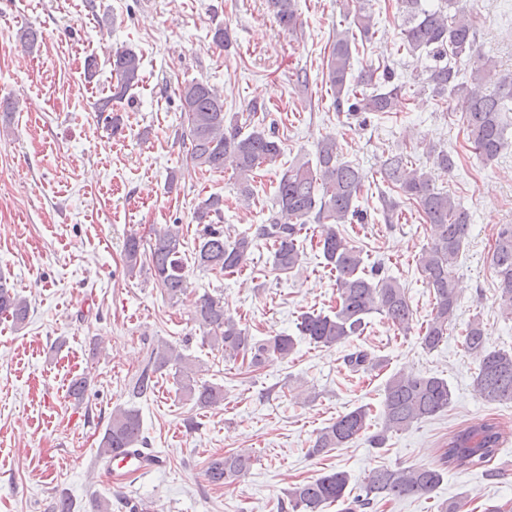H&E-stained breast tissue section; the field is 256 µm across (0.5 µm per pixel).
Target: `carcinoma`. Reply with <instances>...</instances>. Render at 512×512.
I'll list each match as a JSON object with an SVG mask.
<instances>
[{"label":"carcinoma","mask_w":512,"mask_h":512,"mask_svg":"<svg viewBox=\"0 0 512 512\" xmlns=\"http://www.w3.org/2000/svg\"><path fill=\"white\" fill-rule=\"evenodd\" d=\"M461 0H443L429 9L423 0H397L401 17L399 50L412 58L432 61L426 67L423 87L440 99L458 101L464 112L466 135L473 150L486 163L498 158L507 143L506 113L512 111V72L502 74L496 63L483 56L476 46V32ZM278 25L294 33L299 27L295 0H267ZM374 28L372 15L355 8L352 27L336 34L326 62L325 83L329 84L339 112H391L402 86L392 83L394 73L384 68L352 73V45L356 36L366 39ZM115 81L110 95L96 103V111L111 127L121 130L113 103L120 102L139 85L142 56L123 48L109 58ZM470 66V80H458L461 62ZM181 112L186 123L184 135L190 144V160L200 170L222 171L231 168L237 177L239 195L254 197V175L264 165H273L282 154V141L275 132L255 122L257 106L245 119L224 112L219 91L203 81L179 87ZM385 180L396 196L384 194L381 203L385 222L395 223L403 197L416 205L429 224L430 242L419 257V268L433 293L435 304L426 327L419 333L421 345L437 348L454 324L458 295L453 270L468 236L470 215L448 193L436 190L427 173L410 166L407 156H388L381 165ZM362 170L341 160L336 138H323L316 152V164L298 160L285 170L275 190L276 211L255 236L224 234V200L212 196L194 212L199 226L194 263L197 267L224 274L247 267L257 241L271 243L275 270L294 271L300 264L298 237L305 224L319 225L317 248L325 265L336 275V305L329 314L306 312L297 323L300 336L324 347L344 344L360 335L369 315L385 316L400 333L413 329V313L405 289L380 267L365 271L362 251L339 231L338 225L361 220L356 201L362 191ZM185 250L182 227L168 224L145 239L129 236L123 247L126 274L131 277L148 271L156 287L172 299L186 294ZM491 265L498 279L499 301L512 313V224L496 231ZM29 314L26 299L20 297L7 280L0 277V317L22 326ZM194 320L203 342L224 351L228 358L242 359L248 367L259 369L274 360H285L296 349V338L276 334L258 340L224 309L221 299L201 296L195 303ZM463 347L477 362L476 392L489 402L512 401V351L491 350L485 342V329L478 318L467 325ZM344 362L357 372L371 362L364 350L348 353ZM175 369L181 378L182 392L193 407L202 410L224 401V388L193 376L190 359L168 342H159L147 352L143 366L127 387L132 399L154 393L158 375ZM452 400L448 381L437 376L399 372L386 382L382 402V429L371 436L380 448L388 434L409 428L413 423L445 411ZM368 412L358 407L336 418L316 435L308 454L319 456L331 448H345L369 428ZM504 438L501 424L489 419L477 426L461 428L448 436V448L440 465H420L376 469L370 473L355 497L347 494L349 475L332 471L313 480L294 484L287 492V503L280 509L291 512H324L334 504L345 505L343 512H368L380 501L428 496L442 479L441 467H483L495 457ZM147 444L143 437L139 410L119 406L99 443L98 456L109 459L131 448ZM253 465L251 452L240 449L211 457L205 467L209 483L221 486L245 477Z\"/></svg>","instance_id":"1"}]
</instances>
